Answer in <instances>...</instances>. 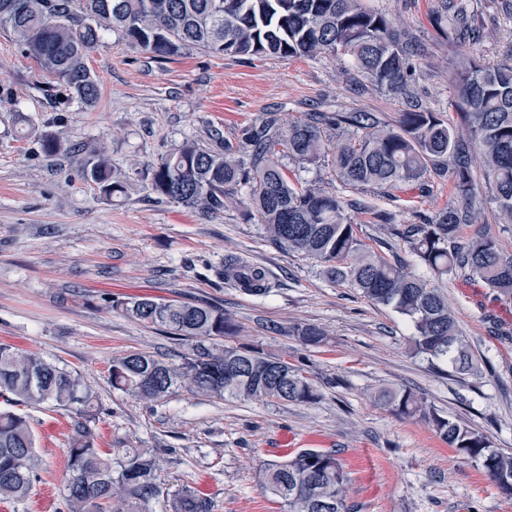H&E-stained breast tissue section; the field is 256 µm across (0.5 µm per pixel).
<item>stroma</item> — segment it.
Instances as JSON below:
<instances>
[{"mask_svg": "<svg viewBox=\"0 0 512 512\" xmlns=\"http://www.w3.org/2000/svg\"><path fill=\"white\" fill-rule=\"evenodd\" d=\"M408 30L425 54L411 58L408 85L423 107L458 125L451 62L459 45L432 18L440 0H363ZM486 27L478 57L497 64L512 56V15L502 0H476ZM99 97L82 109L64 87L46 84L36 63L0 30V343L56 357L98 395L100 448L124 442L156 453L161 493L155 512H171L183 488L211 512H285L261 484L265 464L304 449L335 452L348 477V512H512L483 470L459 454L420 418L377 404L382 388L409 390L441 415L485 434L512 453V341L494 322L512 325V300L483 283L449 273L442 291L458 328L478 358L460 374L410 348V324L374 305L358 290L335 285L319 264L281 251L239 204L219 214L160 198L152 170L185 139L219 128L236 139L267 112L281 122L370 112L398 121L404 96L370 84L332 56L243 60L190 49L171 58L108 34L87 59ZM56 134L68 153L49 157L40 132ZM106 146L127 174L124 193L101 194L81 175L93 147ZM289 177L320 181L352 200L346 214L371 250L389 256L398 246L375 211L398 224H418L454 202L447 177L425 191L381 197L369 187L336 185L327 166L287 161ZM474 207L483 228L512 254V224L500 223L494 191L482 187ZM236 254L265 267L272 288L243 294L218 275ZM115 295L178 299L223 308L237 326L229 346L246 345L300 367L318 387L317 403L227 399L214 402L179 390L145 403L112 387V357L142 351L176 362L191 341L177 340L112 310ZM322 327L324 342L306 347L288 326ZM41 466L27 500H0V512H67L61 485L76 416L64 410L28 412ZM291 440L278 451L280 440Z\"/></svg>", "mask_w": 512, "mask_h": 512, "instance_id": "stroma-1", "label": "stroma"}]
</instances>
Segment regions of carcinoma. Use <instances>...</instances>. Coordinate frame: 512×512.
Instances as JSON below:
<instances>
[{"label": "carcinoma", "mask_w": 512, "mask_h": 512, "mask_svg": "<svg viewBox=\"0 0 512 512\" xmlns=\"http://www.w3.org/2000/svg\"><path fill=\"white\" fill-rule=\"evenodd\" d=\"M435 22L440 27L448 23V37L472 50L483 41L484 25L471 0H448ZM0 29L13 36L45 78L64 86L83 108L98 99L88 55L112 32L161 58L177 56L189 46L248 59L340 54L371 84L405 95L408 109L394 127L379 125L370 112L331 118L352 128L331 152L322 116L316 114L281 126L270 112L234 142L210 129L205 140L184 141L154 167L151 186L162 198L212 214L237 203L238 187H248L255 217L272 244L316 260L329 282L348 284L404 317L413 327L415 353L446 361L458 371L473 369V354L438 283L460 270L498 297L512 299V255L479 227L461 235L463 226L478 222L475 148L483 161V179L495 189L499 218L512 223V62L489 66L467 54L453 62L462 118L457 128L414 101L408 89L409 58L421 54V46L385 15L367 9L363 0H0ZM40 145L48 156L65 152L60 138L51 134L41 136ZM283 155L309 165L328 158L342 185L385 188L387 197L392 191L424 188L432 174L449 176L454 204L424 224L401 227L391 223V214L374 212L430 276L371 251L348 221L351 203L320 186L295 185L280 160ZM81 174L106 197L124 190V177L112 169L103 147L90 152ZM224 281L247 295L270 290L266 270L239 255L224 256ZM110 307L195 341L177 363L144 352L112 357V388L132 398L155 402L184 388L216 400L312 404L319 399L313 381L283 359L254 349L214 347V340L233 332L216 306L128 297L111 300ZM288 335L310 347L325 338L311 324L291 326ZM0 397L78 417L62 475L68 512H153L160 494L155 456L123 443L99 448L91 424L101 406L77 371L0 344ZM378 400L401 415L426 421L449 447L478 463L503 493L512 494V455L492 447L486 435L438 414L407 390H383ZM39 466L28 417L0 410V500H25ZM262 484L288 512H345L347 476L331 452L304 450L269 463ZM173 512H210V504L185 488L175 497Z\"/></svg>", "instance_id": "carcinoma-1"}]
</instances>
